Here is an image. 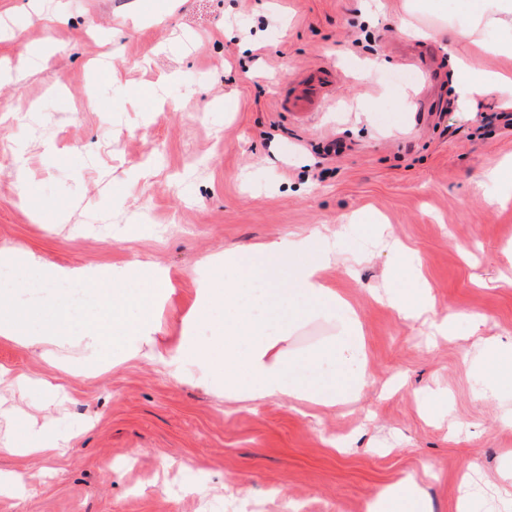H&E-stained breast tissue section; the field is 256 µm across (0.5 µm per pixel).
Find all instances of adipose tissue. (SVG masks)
<instances>
[{
    "label": "adipose tissue",
    "instance_id": "obj_1",
    "mask_svg": "<svg viewBox=\"0 0 512 512\" xmlns=\"http://www.w3.org/2000/svg\"><path fill=\"white\" fill-rule=\"evenodd\" d=\"M465 13L464 23L450 27L421 31L403 16L396 24L408 35L438 42L476 44L487 28L497 29L502 41H512V0H469ZM454 91L459 102L470 107L490 96L512 107V79L490 71L476 79H459ZM339 255L336 236L318 230L226 254L223 286L198 290L180 336L161 350L150 315L170 297L171 282L159 272L142 284L134 268L127 269L122 286L112 288L101 272L86 268L46 273L49 281L82 283L85 297L79 303L69 293L56 292L50 300L31 305L21 294L0 291V334H23L41 325L91 355L118 352L127 360L149 347L164 366L189 361L224 399L258 406L285 397L305 407L333 409L356 401L368 380L359 363V318L323 277ZM387 303L406 320L431 315L437 333L454 330V316L437 314L430 290L394 294ZM317 320L329 327L326 343L297 347L300 329ZM427 508L416 479L409 476L382 489L369 512Z\"/></svg>",
    "mask_w": 512,
    "mask_h": 512
}]
</instances>
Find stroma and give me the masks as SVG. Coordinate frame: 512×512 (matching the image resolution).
Segmentation results:
<instances>
[{
  "label": "stroma",
  "mask_w": 512,
  "mask_h": 512,
  "mask_svg": "<svg viewBox=\"0 0 512 512\" xmlns=\"http://www.w3.org/2000/svg\"><path fill=\"white\" fill-rule=\"evenodd\" d=\"M408 1L0 0V69L26 72L0 84V290L46 268H160L163 343L223 281L224 251L326 228L346 246L324 277L360 316L370 375L357 402L314 416L224 401L148 356L0 337V366L67 392L0 386L15 408L0 434L23 447L47 423L69 440L60 458L0 454L25 479L0 512H202L239 487L253 512H366L410 474L432 512H458L466 472L473 512H502L512 426L491 391L512 362L468 365L485 339L512 342V129L497 99L457 107L450 74L455 56L512 72V46L408 37L393 24ZM314 69L336 73L331 96L290 115ZM388 287L432 289L453 337L400 318L377 299Z\"/></svg>",
  "instance_id": "1"
}]
</instances>
